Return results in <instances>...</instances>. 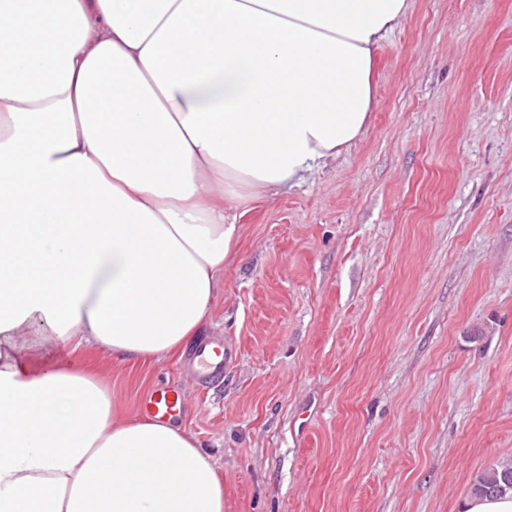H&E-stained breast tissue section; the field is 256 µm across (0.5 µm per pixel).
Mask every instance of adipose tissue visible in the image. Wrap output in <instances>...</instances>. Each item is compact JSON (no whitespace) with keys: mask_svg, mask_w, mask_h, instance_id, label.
Wrapping results in <instances>:
<instances>
[{"mask_svg":"<svg viewBox=\"0 0 512 512\" xmlns=\"http://www.w3.org/2000/svg\"><path fill=\"white\" fill-rule=\"evenodd\" d=\"M407 0H0V512H224L192 434L122 419L32 330L181 352L239 226L366 131Z\"/></svg>","mask_w":512,"mask_h":512,"instance_id":"ef3b65f1","label":"adipose tissue"}]
</instances>
